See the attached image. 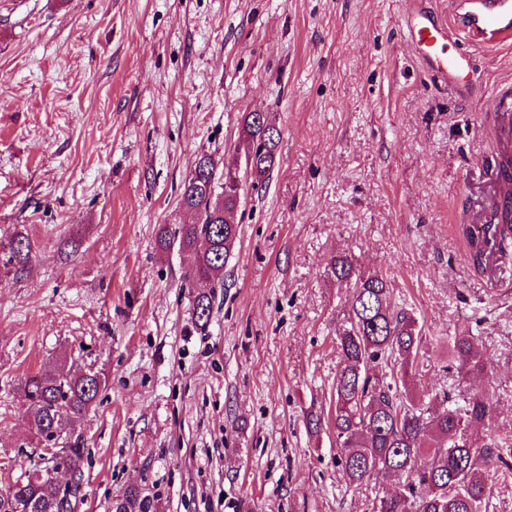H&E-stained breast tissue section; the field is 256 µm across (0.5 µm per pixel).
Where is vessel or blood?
<instances>
[{
	"mask_svg": "<svg viewBox=\"0 0 512 512\" xmlns=\"http://www.w3.org/2000/svg\"><path fill=\"white\" fill-rule=\"evenodd\" d=\"M427 0H410L401 15L406 40L419 62L447 84L457 97H468L456 78L472 70L475 51L512 43V0H453L448 15L427 7ZM490 112L501 133L512 131V85H502Z\"/></svg>",
	"mask_w": 512,
	"mask_h": 512,
	"instance_id": "b4317fda",
	"label": "vessel or blood"
}]
</instances>
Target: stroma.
Returning <instances> with one entry per match:
<instances>
[{"label":"stroma","mask_w":512,"mask_h":512,"mask_svg":"<svg viewBox=\"0 0 512 512\" xmlns=\"http://www.w3.org/2000/svg\"><path fill=\"white\" fill-rule=\"evenodd\" d=\"M403 0H0V489L42 467L25 385L92 364L106 383L69 444L83 502L130 487L153 512H371L330 427L348 292L331 254L382 274L416 319L414 384L492 383L490 437L512 463V258L464 262L490 218L488 106L512 46L478 54L470 101L421 69ZM281 132L266 190L244 191L239 238L206 327L193 258L161 250L196 158L240 160L242 117ZM479 336L487 375L461 378L433 342ZM3 248H8V262L13 265L16 272L21 273L28 268L32 254V245L28 238L17 234L8 245H3Z\"/></svg>","instance_id":"35a3bbf8"}]
</instances>
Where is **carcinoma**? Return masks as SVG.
<instances>
[{
    "instance_id": "1",
    "label": "carcinoma",
    "mask_w": 512,
    "mask_h": 512,
    "mask_svg": "<svg viewBox=\"0 0 512 512\" xmlns=\"http://www.w3.org/2000/svg\"><path fill=\"white\" fill-rule=\"evenodd\" d=\"M275 127L267 112L243 117L244 174L251 188L268 185L279 152L280 134L268 139ZM237 168L204 153L195 162L181 193V205L192 212L191 224L165 226L159 244L194 256L192 300L195 322L204 327L211 318L213 289L224 286V266L238 238L239 224H229L240 203ZM495 226L482 229V239L470 240L468 261L481 264V242L493 241L502 254L512 252V216L492 210ZM8 262L21 273L28 268L32 245L18 234L6 245ZM327 271L350 289L347 326L336 335L341 361L332 385L333 428L340 454L338 464L352 485L359 486L385 474L395 489L372 501V512H482L490 491L489 480L499 450L479 438L475 430L492 419V391L472 390L459 406L442 390L420 393L408 383L419 369L423 342L416 320L397 309L383 275L355 272L345 256L327 259ZM435 342L446 347L458 373L482 374L487 362L478 337L468 331ZM105 376L58 369L27 380L29 424L37 441L48 440L66 427L76 430L95 403ZM57 465L83 477V449L61 448ZM83 499L81 484L61 488L47 475L19 476L0 494V512H17L33 503L38 512H63L65 499ZM117 504L123 512H151L152 503L136 488L126 490Z\"/></svg>"
}]
</instances>
